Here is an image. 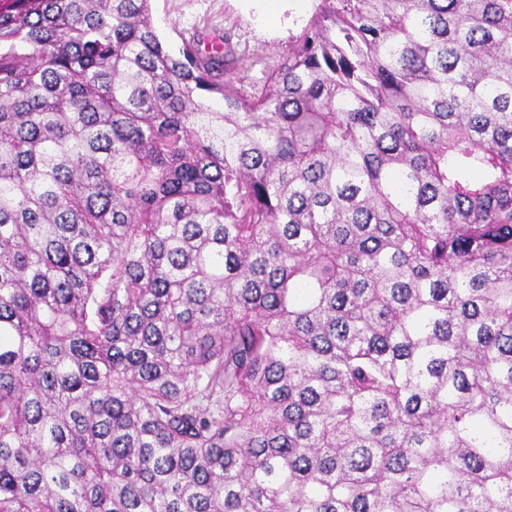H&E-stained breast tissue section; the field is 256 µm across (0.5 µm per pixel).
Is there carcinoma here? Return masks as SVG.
I'll return each instance as SVG.
<instances>
[{"label": "carcinoma", "mask_w": 512, "mask_h": 512, "mask_svg": "<svg viewBox=\"0 0 512 512\" xmlns=\"http://www.w3.org/2000/svg\"><path fill=\"white\" fill-rule=\"evenodd\" d=\"M237 81L0 0V512H512V0H320Z\"/></svg>", "instance_id": "obj_1"}]
</instances>
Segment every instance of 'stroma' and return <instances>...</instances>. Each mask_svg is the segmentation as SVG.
Listing matches in <instances>:
<instances>
[{
    "instance_id": "1",
    "label": "stroma",
    "mask_w": 512,
    "mask_h": 512,
    "mask_svg": "<svg viewBox=\"0 0 512 512\" xmlns=\"http://www.w3.org/2000/svg\"><path fill=\"white\" fill-rule=\"evenodd\" d=\"M319 0H303L299 12H285L276 27L257 22L244 0H153L152 16L171 48L198 34L228 33L237 58L240 88L261 90L288 45L316 13Z\"/></svg>"
}]
</instances>
